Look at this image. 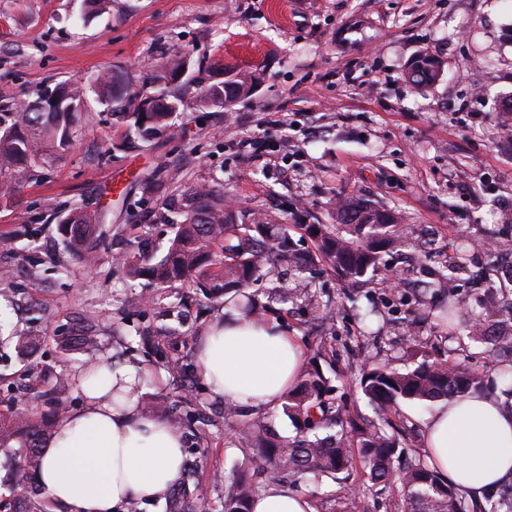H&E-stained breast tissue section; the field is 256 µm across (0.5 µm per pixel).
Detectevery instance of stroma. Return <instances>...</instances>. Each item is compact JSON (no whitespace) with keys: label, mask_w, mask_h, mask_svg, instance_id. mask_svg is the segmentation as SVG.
Segmentation results:
<instances>
[{"label":"stroma","mask_w":512,"mask_h":512,"mask_svg":"<svg viewBox=\"0 0 512 512\" xmlns=\"http://www.w3.org/2000/svg\"><path fill=\"white\" fill-rule=\"evenodd\" d=\"M423 49L448 72L414 86L405 73ZM185 54L255 72L258 88L227 110L188 101L171 132L144 142L127 136L120 104L86 87L109 69L146 88L157 59ZM60 83L85 89L70 147L0 195V270L9 272L0 279V416L23 392L60 384L69 407L80 405L72 377L87 357L62 354L56 338L90 319L101 354L139 367V408L162 400L183 417L185 482L217 504L225 478L257 470L237 425L221 419L223 402L194 373L200 338L223 307L186 283L130 279L114 261L161 257L174 234L159 197L143 196L147 181L166 192L216 185L240 210H273L290 224L335 223L346 195L401 216L426 259L382 253L379 280L396 276L398 287L345 282L322 266L316 287L332 326L314 325L302 307L278 318L358 423L377 420L359 388L362 364L403 370L445 356L483 365L484 344L460 348L422 313L438 300L426 282L463 241L459 298H484L478 273L498 259L487 241L512 234V139L500 110L512 95V0H288L284 19L271 0H0V96L20 107ZM75 206L105 215L92 266L66 248L54 220ZM15 328L42 343L19 356L5 338ZM434 408L401 403V447L424 451Z\"/></svg>","instance_id":"35a3bbf8"}]
</instances>
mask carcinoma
<instances>
[{"label":"carcinoma","instance_id":"1","mask_svg":"<svg viewBox=\"0 0 512 512\" xmlns=\"http://www.w3.org/2000/svg\"><path fill=\"white\" fill-rule=\"evenodd\" d=\"M185 59L176 57L156 65L154 91L155 111H131L134 100L142 92L132 90L127 96L123 119L142 141H150L171 127L174 111L186 104L191 87L198 90L196 102L208 108L221 99H238L253 92L258 77L252 72L238 79L205 83L201 78L172 82L167 75L184 68ZM445 63L428 51H421L411 60L406 78L413 85L433 83L444 75ZM101 96L118 98L116 81L111 71L103 70L93 79ZM60 108L43 112L32 103L20 111L6 98L0 99V184L13 188L35 176V169L46 152L64 150L71 143V130L78 121L82 89L61 88ZM162 205L170 213L167 222L176 225L164 256L155 263L144 264L137 257H119L132 279L148 277L157 286L169 287L177 282H194L209 289L216 297L233 294L245 316L261 318L272 309V303L286 305L303 299L317 321L331 320L330 307L323 305L312 288V267L328 263L343 279L356 280L378 269L379 254L390 247L410 245L408 230L401 217L375 208L355 196L336 202V224H284L272 212L249 213L227 209L224 192L212 186L187 188L163 198ZM103 215L83 207H73L59 216V234L68 249L86 264L96 261L102 244L98 229ZM302 230L315 242V251L302 255L294 239V230ZM461 256L449 258L445 270L427 284L429 288L448 289V310L440 321L451 334L464 328L471 337H482L495 356V365L502 376L512 375V304L495 311V324H489L481 311L459 312L453 301V288L461 269ZM281 261L291 264L292 278L281 279L273 287L270 302L262 303L249 292L263 273L274 272ZM304 284L291 288L288 282ZM81 336H61L58 344L65 352L89 354L98 348V336L89 325ZM16 351L26 354L41 337L25 332L10 336ZM358 384L368 401L379 408L382 420L387 412L404 401H432L463 397L480 391L483 374L461 363L446 359L424 361L404 371L388 365H365L360 369ZM47 409L36 406L24 409L22 417L10 427L0 424V447L11 442L18 452L9 456L6 468L14 483L30 485L33 496L41 490L32 485L42 467L43 448L54 434L55 424L67 412L66 397L60 392L49 396ZM280 407L301 435L277 442L269 438L267 428L244 424V439L257 447L263 466L278 477L313 473L340 480V475L353 469L355 462L363 465L370 480L385 483L395 479L403 499L394 509L406 512H512V487L502 490L498 498L472 506L443 481L421 457H412L397 465L401 452L398 440L385 428L364 432L346 428L336 401L330 395L328 381L314 365L303 370L299 381L281 397ZM263 487L247 476L233 478L224 490L219 512H253V503ZM336 512H360L361 498L346 484L335 498Z\"/></svg>","mask_w":512,"mask_h":512}]
</instances>
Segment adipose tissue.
Masks as SVG:
<instances>
[{
  "label": "adipose tissue",
  "instance_id": "1",
  "mask_svg": "<svg viewBox=\"0 0 512 512\" xmlns=\"http://www.w3.org/2000/svg\"><path fill=\"white\" fill-rule=\"evenodd\" d=\"M304 353L272 321L228 311L200 342L196 370L227 403L268 409L294 385ZM102 378L76 375L84 406L60 418L37 476L68 512H120L129 501H156L172 491L182 469L184 439L166 421L141 413L133 394L138 369L100 361ZM127 396L113 402V391ZM430 467L472 497L495 493L512 480V408L484 395L443 400L425 424Z\"/></svg>",
  "mask_w": 512,
  "mask_h": 512
}]
</instances>
